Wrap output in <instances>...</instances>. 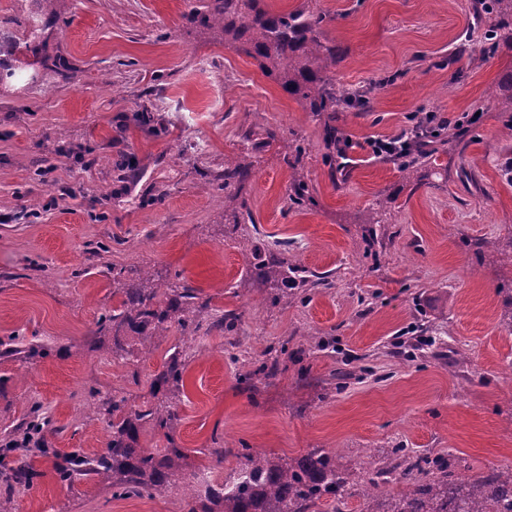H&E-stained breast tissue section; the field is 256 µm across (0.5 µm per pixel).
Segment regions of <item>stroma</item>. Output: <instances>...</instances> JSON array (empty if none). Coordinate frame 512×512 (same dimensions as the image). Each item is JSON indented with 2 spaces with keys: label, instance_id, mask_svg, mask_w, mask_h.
<instances>
[{
  "label": "stroma",
  "instance_id": "35a3bbf8",
  "mask_svg": "<svg viewBox=\"0 0 512 512\" xmlns=\"http://www.w3.org/2000/svg\"><path fill=\"white\" fill-rule=\"evenodd\" d=\"M325 14L344 56L337 85L371 89L340 112L353 144L336 173L324 127L258 62L187 19L199 0H0L19 44L0 86V448L34 406L50 420L15 512H187L176 495L113 497L61 485L55 456L99 453L112 434L94 399L153 403L168 351L187 353L172 392L176 439L209 481L242 448L295 458L335 452L353 481L403 446L454 454L475 477L512 465V114L487 93L512 71L489 53L473 0H266ZM70 63L68 80L32 75L33 40ZM458 60L445 65L449 54ZM434 116L441 141L405 184L369 142ZM248 166L242 204L224 201L225 163ZM305 187L291 204L292 183ZM380 223H370L372 211ZM288 243L325 288L252 278V250ZM187 283L235 327L121 357L99 342L112 267ZM289 302H281V291ZM42 345L47 357L11 356ZM277 363L275 376L244 374ZM376 375L345 378L358 363ZM223 448V459L210 456Z\"/></svg>",
  "mask_w": 512,
  "mask_h": 512
}]
</instances>
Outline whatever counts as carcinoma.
<instances>
[{"label":"carcinoma","instance_id":"obj_1","mask_svg":"<svg viewBox=\"0 0 512 512\" xmlns=\"http://www.w3.org/2000/svg\"><path fill=\"white\" fill-rule=\"evenodd\" d=\"M326 16L305 10L272 12L264 0H199L190 20L216 30L224 36V46L259 61L261 69L275 76L280 87L302 101L313 116L324 123L325 139L334 146L346 136L332 125L336 113L358 108L365 112L369 101L336 87L333 69L340 58L336 44L322 40ZM473 20L483 25L506 44H512V0H475ZM41 66L63 79L68 69L62 56L45 57ZM250 171L239 165L224 167V202H234L241 193ZM288 242L254 253L253 278L262 283L272 278L302 284H321L310 280L306 270L287 258ZM119 305L97 321L98 333L112 337V351H125L126 333L137 335L139 344L149 349L154 340L175 326L184 336H193L204 318L212 316L211 298L189 285L170 283L161 287L150 275L139 278L135 288H117ZM183 351H173L154 376V392L183 385ZM96 410L112 418V440L93 457L80 450L62 455L55 465L61 483L72 485L84 476H95L112 487V496L155 495L181 491L195 474L188 472L186 449L175 440L177 413L169 406L146 405L128 409L125 398L112 397L96 403ZM163 433L167 448L155 455L137 447L144 425ZM392 453L399 462L385 469L400 470V479L410 481L397 492L381 488L377 476L360 484L361 512H494L496 501L512 493V468H492L477 478L456 474L457 457L412 456L403 448ZM237 469L224 482L208 484L204 493L186 501L188 512H310L324 501L339 502L348 495V468L336 454L313 448L298 458L274 457L251 448H243ZM33 462L19 460L8 469L6 491L0 498V512L8 507L10 494L18 486L30 483Z\"/></svg>","mask_w":512,"mask_h":512}]
</instances>
